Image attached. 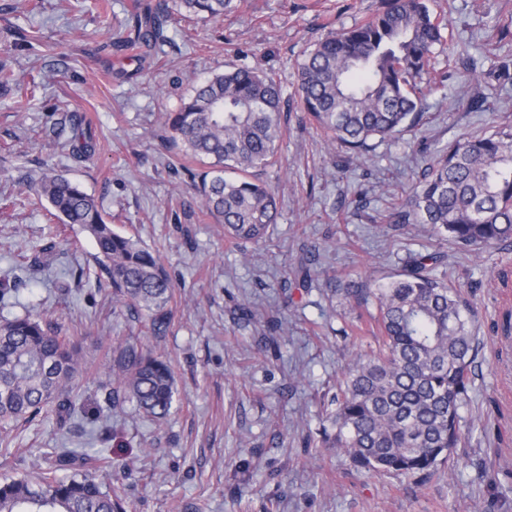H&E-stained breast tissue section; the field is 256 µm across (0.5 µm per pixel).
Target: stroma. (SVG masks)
Segmentation results:
<instances>
[{
  "label": "stroma",
  "mask_w": 512,
  "mask_h": 512,
  "mask_svg": "<svg viewBox=\"0 0 512 512\" xmlns=\"http://www.w3.org/2000/svg\"><path fill=\"white\" fill-rule=\"evenodd\" d=\"M135 2L0 0V64L20 82L0 88V277L16 288L0 320L33 311L81 331L87 405L104 400L97 381L107 346L129 336L164 355L176 392L161 421L129 403L88 435L35 421L17 432L11 467L54 448L99 451L126 512H512V338L501 331L512 314V247L448 257L447 275L474 310L478 353L460 410L468 434L454 451L460 465L423 486L355 472L319 447L346 364L370 351L369 338L350 330L366 313L315 288L281 286L313 249L319 282L374 287L401 271L408 252L429 249L418 225L388 238L375 226L436 150L512 126V88L488 91V109L470 111L476 78L439 55L425 124L355 156L329 147L301 110L297 64L327 32L382 10L384 0H242L218 18L177 7L169 44L131 59L117 42L129 35ZM450 3L447 35L488 69L498 57L487 43L492 20L512 13V0ZM244 64L273 74L288 102L281 163L265 175L279 215L257 244L225 239L188 176L204 163L161 146L164 113L198 79ZM75 112L93 135L80 160ZM47 165L92 195L117 232L160 256L173 283L163 333L113 309L79 227H54L32 206L27 182ZM359 189L370 197L360 210ZM77 265L83 277L70 275ZM270 321L287 328L269 332ZM483 467L496 471L495 486L481 479Z\"/></svg>",
  "instance_id": "1"
}]
</instances>
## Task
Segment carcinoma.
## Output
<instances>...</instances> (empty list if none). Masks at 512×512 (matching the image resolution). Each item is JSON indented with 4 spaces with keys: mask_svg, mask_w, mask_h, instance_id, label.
<instances>
[{
    "mask_svg": "<svg viewBox=\"0 0 512 512\" xmlns=\"http://www.w3.org/2000/svg\"><path fill=\"white\" fill-rule=\"evenodd\" d=\"M190 11L219 17L232 0H180ZM168 8L137 16L131 46L151 51L170 41ZM448 26L446 10L426 0H387L382 11L314 43L297 67L302 111L331 142L356 154L368 141H390L423 124L424 77L435 69ZM512 38V14L494 18L490 45ZM480 84L512 86V54L480 74ZM288 103L275 77L258 67H232L197 82L165 115L166 144L185 158L207 159L197 189L208 216L236 243L263 239L278 201L262 175L278 164L281 113ZM34 202L54 220L78 225L94 242L98 278L112 302L154 334L169 324L170 275L158 255L117 231L95 199L55 169L29 184ZM395 225L426 224L452 249L512 246V128L473 134L436 151L389 216ZM445 252H410L398 278L382 288L329 283L358 307L373 305L377 328L370 354L353 359L336 394L331 448L358 471L430 481L450 462L465 435L460 409L468 394L477 347L469 304L435 274ZM85 368L75 335L38 314L0 322V450L13 432L53 412L66 423L85 412ZM108 405L91 422L112 419L131 403L155 419L168 414L174 380L168 362L129 336L112 349L98 380ZM47 466L0 474V512H123L103 478L104 459L86 450L54 449Z\"/></svg>",
    "mask_w": 512,
    "mask_h": 512,
    "instance_id": "obj_1",
    "label": "carcinoma"
}]
</instances>
